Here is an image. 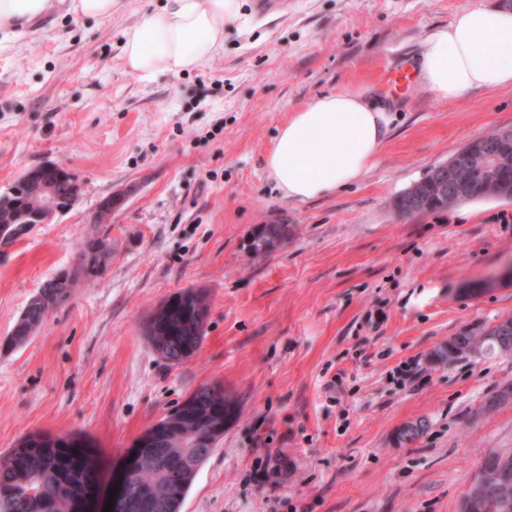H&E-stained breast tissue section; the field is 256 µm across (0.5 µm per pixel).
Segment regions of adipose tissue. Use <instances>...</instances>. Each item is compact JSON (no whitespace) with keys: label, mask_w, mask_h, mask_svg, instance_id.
I'll return each mask as SVG.
<instances>
[{"label":"adipose tissue","mask_w":512,"mask_h":512,"mask_svg":"<svg viewBox=\"0 0 512 512\" xmlns=\"http://www.w3.org/2000/svg\"><path fill=\"white\" fill-rule=\"evenodd\" d=\"M121 0H0V37L10 40L56 14L106 20ZM241 0H162L124 33L127 67L150 79L200 67L224 49V26ZM424 87L441 99L476 89L512 87V11L475 7L432 31L417 59ZM390 103L364 90H336L292 113L266 158L276 188L307 201L356 184L375 164L392 131Z\"/></svg>","instance_id":"obj_1"}]
</instances>
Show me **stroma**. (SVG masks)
<instances>
[{"label":"stroma","mask_w":512,"mask_h":512,"mask_svg":"<svg viewBox=\"0 0 512 512\" xmlns=\"http://www.w3.org/2000/svg\"><path fill=\"white\" fill-rule=\"evenodd\" d=\"M501 0H286L226 25L224 51L150 79L122 56L144 0L105 21L53 17L0 43V190L45 161L82 195L0 257V453L32 432L80 434L98 496L137 438L197 387L222 384L239 414L200 467L181 512H458L484 456L512 450V354L441 366L466 328L512 316V200L414 215L395 198L476 137L512 128V89L443 100L412 83L390 140L351 188L282 196L265 160L292 112L414 66L435 29ZM127 197L108 224L89 218ZM288 238L265 256L261 225ZM105 273L79 275L24 343L9 338L32 295L74 268L89 237ZM187 288L209 305L200 348L170 366L146 317ZM423 419L415 443L399 427ZM276 458L280 469L261 466Z\"/></svg>","instance_id":"1"}]
</instances>
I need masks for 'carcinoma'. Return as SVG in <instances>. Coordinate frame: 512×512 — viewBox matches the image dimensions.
I'll return each instance as SVG.
<instances>
[{"label": "carcinoma", "mask_w": 512, "mask_h": 512, "mask_svg": "<svg viewBox=\"0 0 512 512\" xmlns=\"http://www.w3.org/2000/svg\"><path fill=\"white\" fill-rule=\"evenodd\" d=\"M461 175L472 183L467 201L492 199L488 184L465 170ZM187 301L179 300L168 308L166 322L154 340L165 343L172 355L181 349L195 353L205 336L206 323L199 317L208 312L207 296L201 289L188 290ZM49 311L35 304L15 325L10 342L17 345L28 339L47 318ZM482 340L488 353H512V334L501 336L497 327L465 329L434 351V361L450 364L466 355V348ZM237 416L235 403L224 391L209 385L196 388L171 413L158 421L166 433L165 447L159 452H139L132 460L133 476L126 495L116 502L117 512H181L184 498L200 466L213 448H186L193 440L218 442L224 437V423ZM396 437L398 445L418 441L427 429L419 419L406 424ZM86 458L72 448V440L30 433L17 447L0 455V512H75L74 497L82 494V474ZM496 471L485 466L474 476L462 498L472 495L477 481L486 485L475 512H505L497 494Z\"/></svg>", "instance_id": "1"}]
</instances>
